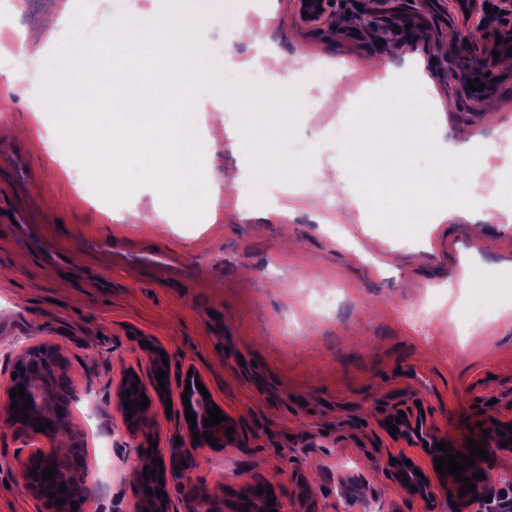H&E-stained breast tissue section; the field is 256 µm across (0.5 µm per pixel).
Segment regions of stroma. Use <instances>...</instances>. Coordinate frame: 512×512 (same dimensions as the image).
<instances>
[{
  "instance_id": "1",
  "label": "stroma",
  "mask_w": 512,
  "mask_h": 512,
  "mask_svg": "<svg viewBox=\"0 0 512 512\" xmlns=\"http://www.w3.org/2000/svg\"><path fill=\"white\" fill-rule=\"evenodd\" d=\"M0 0V25L52 56L72 27L66 0H28L23 13ZM210 49L243 61L253 42L234 39L226 21L264 22L268 52L296 58L287 86L303 109L289 151H311L310 173L335 170L343 197L328 203L319 190L286 225L258 217L283 203L244 179L237 211L206 200L199 219L170 217L162 197L129 194L127 210L86 202L76 160L59 163L45 137L56 127L25 81L0 71V336L12 346L52 344L69 381L66 427L80 434L94 496L84 512H132L143 450L175 447L184 418L178 394L154 402L144 429L118 411L115 383L134 370L153 386L150 347L171 361L169 383L191 366L212 400L237 423L222 447L195 449L168 486L172 512H198L201 496L215 507L261 481L280 496L282 512H450L438 493L428 503L393 478L392 458L405 455L425 472L430 459L385 426L398 414H425L445 442L460 449L483 442L494 422L512 420V225L481 205L469 218L422 224L417 238L377 225L370 205L342 163L340 137L350 117L336 108L361 102L389 81L360 84L347 72L325 81L322 63L337 62L345 44L364 54L394 45L392 80L425 61L433 84L425 99L447 94L453 111L434 115L443 152L472 138L505 137L486 119L489 101H512V67L491 73L462 56L453 34L467 19L456 0H344L315 26L304 24L297 0L284 21L267 23L274 0H208ZM413 34L401 41L398 28ZM480 79L483 91L470 88ZM238 126L232 106L196 120L197 148L216 181L249 165L227 139L211 140L213 120ZM483 272L481 293L462 282ZM314 288L339 296L332 313L306 302ZM24 440L0 431V512H37L24 486Z\"/></svg>"
}]
</instances>
